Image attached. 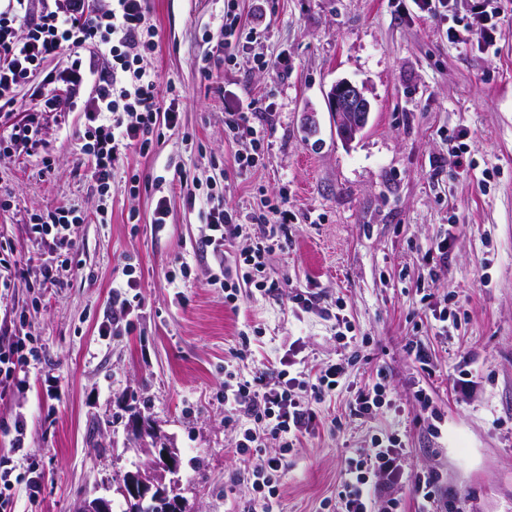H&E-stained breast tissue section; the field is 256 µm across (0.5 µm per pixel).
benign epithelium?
<instances>
[{"label": "benign epithelium", "instance_id": "obj_1", "mask_svg": "<svg viewBox=\"0 0 512 512\" xmlns=\"http://www.w3.org/2000/svg\"><path fill=\"white\" fill-rule=\"evenodd\" d=\"M329 102L343 141H354L366 128L372 111L366 88L340 80L332 85ZM131 431L147 463L124 473L118 493L130 503H150L159 512H186L184 499L177 494L182 464L170 439L138 416L131 421ZM78 512H112V502L105 497H86Z\"/></svg>", "mask_w": 512, "mask_h": 512}]
</instances>
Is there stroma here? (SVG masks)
<instances>
[{
	"instance_id": "obj_1",
	"label": "stroma",
	"mask_w": 512,
	"mask_h": 512,
	"mask_svg": "<svg viewBox=\"0 0 512 512\" xmlns=\"http://www.w3.org/2000/svg\"><path fill=\"white\" fill-rule=\"evenodd\" d=\"M396 4L239 0L244 19L264 14L271 25L228 67L203 37L217 31L224 0H150L146 61L160 98L176 101L180 127L156 128L149 154L128 151L105 196L90 157L76 149L93 81L61 115L24 88L0 109V138L30 119L41 136L34 148L0 154V197L12 202L0 209V238L32 258L21 269L0 266L8 283L0 323L24 312L44 350L28 386L0 403V456L11 454L23 419L43 475L37 498L16 486L12 512H76L85 493L116 499L117 480L145 460L127 431L137 411L175 439L187 512H254L252 470L275 455L279 512H334L346 459L390 434L405 474L435 472L453 512H512V0L492 50L478 33L451 43L448 21L410 17ZM260 57L275 68L258 69ZM341 79L365 86L373 103L368 127L348 144L327 102ZM258 98L269 105L256 119L265 142L241 175L234 155L250 143L228 137L225 108ZM132 176L139 190H129ZM209 193L244 214L283 197L295 221L284 247L267 255L264 276L314 293L312 309L248 287L236 305L225 303L214 276L233 269L247 240H233L222 257L206 252L208 227L189 198ZM161 194L168 216L158 232ZM58 206L80 216L78 244L59 286L42 290L29 219ZM445 238L447 258L428 267L424 254ZM128 264L141 283L137 317L100 336ZM338 307L352 343L336 335ZM442 308L461 312L446 338L433 318ZM412 341L428 348V368L408 354ZM291 356L312 374L344 357L355 363L335 397L312 402L314 428L294 448L271 440L237 455L250 421L225 424V371L247 378L254 365L277 368ZM459 370L472 373L473 387L453 389ZM381 376L389 406L366 420L351 416L356 392ZM421 388L439 422L418 416Z\"/></svg>"
}]
</instances>
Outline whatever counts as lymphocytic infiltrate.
I'll list each match as a JSON object with an SVG mask.
<instances>
[{"label": "lymphocytic infiltrate", "mask_w": 512, "mask_h": 512, "mask_svg": "<svg viewBox=\"0 0 512 512\" xmlns=\"http://www.w3.org/2000/svg\"><path fill=\"white\" fill-rule=\"evenodd\" d=\"M31 0H6L0 7V103L10 104L22 83H29L30 96L51 111L63 112L70 106L69 91L79 90L92 67L74 64L61 78L62 88L32 82L41 61L74 50L87 41L97 43L99 55L111 58L108 75L99 79L94 110L89 114L92 130L86 131L80 149L93 159L92 177L100 188H109L112 172L129 149L148 152L157 124L177 128L180 114L175 106L164 105L159 97L158 73L130 58L131 50L149 49L155 36L148 22V0H111L104 9H95L90 0H64L61 10H44L37 23H29ZM207 206L210 229L204 245L212 253H222L227 243L241 237L243 224L238 211ZM269 218L260 219L259 232L251 244L235 258L237 280L225 282V300L236 303L240 285L254 287L268 294L282 290L279 281L260 278L267 253L282 247V234L294 217L283 205L269 209ZM32 231L46 240L53 255L40 268V285L55 286L77 246L76 220L57 215L51 223L33 225ZM43 351L37 337L25 330L24 319L13 320L0 329V401L27 385L31 366L40 364ZM346 361L334 362L320 369L310 380L293 376L287 369L255 367L251 378L225 380L224 411L227 422H234L237 412H244L254 425L245 429L235 448L246 455L250 448L275 440L279 447L293 448L296 441L313 426L315 415L310 400L322 401L332 396L346 373ZM401 448L396 437H375L368 453L349 458L342 489L338 494L341 512H401L398 497L378 504L381 488L395 489L409 484L421 508L437 506L448 512V501L438 493L437 477L427 471L405 476L398 459Z\"/></svg>", "instance_id": "f902f5d3"}]
</instances>
